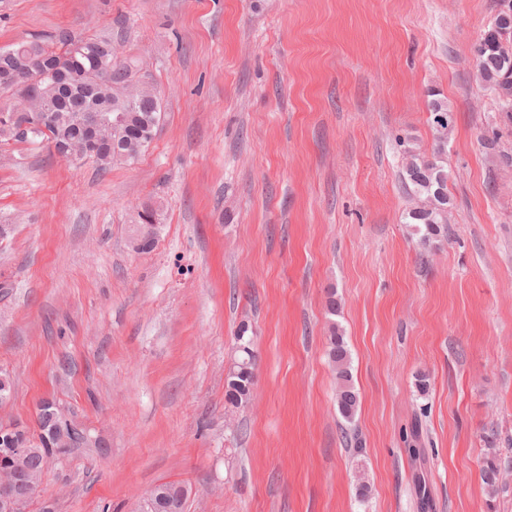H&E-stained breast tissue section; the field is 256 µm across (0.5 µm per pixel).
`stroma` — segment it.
Returning a JSON list of instances; mask_svg holds the SVG:
<instances>
[{"label": "stroma", "mask_w": 512, "mask_h": 512, "mask_svg": "<svg viewBox=\"0 0 512 512\" xmlns=\"http://www.w3.org/2000/svg\"><path fill=\"white\" fill-rule=\"evenodd\" d=\"M494 13V0H0V48L111 37L164 106L149 148L103 175L44 141H0L13 382L0 421L34 426L49 395L97 440L49 467L26 512H140L163 482L186 488L184 512H421L420 475L428 512H512V124L472 56ZM435 98L453 112L452 207L424 255L399 142L433 151ZM147 206L160 226L137 251ZM244 324L257 364L236 408L224 377ZM334 325L361 396L356 447L326 357ZM416 420L420 462L403 440Z\"/></svg>", "instance_id": "1"}]
</instances>
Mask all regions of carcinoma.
<instances>
[{
  "instance_id": "cac0c4a2",
  "label": "carcinoma",
  "mask_w": 512,
  "mask_h": 512,
  "mask_svg": "<svg viewBox=\"0 0 512 512\" xmlns=\"http://www.w3.org/2000/svg\"><path fill=\"white\" fill-rule=\"evenodd\" d=\"M476 77L489 91L504 113V120L512 123V0H497V10L491 25L473 45ZM7 63L17 72L37 79L41 104L29 107L28 115H15V93L0 86V95L12 104L0 107V138L19 142L48 141L65 144L69 151L82 150L83 131L76 121L75 109L79 105L97 112L123 111V125L106 128L105 141L91 158L105 171L115 163H131L154 140L162 120V101H154V87L135 81L137 69L122 59L110 38L82 37L62 32L49 39H32L0 49V64ZM70 73L78 77L71 84L73 94L60 95L59 80ZM429 122L436 134V147L431 155L421 152L411 140L400 142L404 165L402 182L415 206L407 218L419 245L429 250L448 239V166L445 146L452 123L448 103L434 99L428 105ZM121 144V152L113 150L112 142ZM248 327L238 329L235 342V362L226 376L225 397L240 407L252 396L256 355ZM327 356L336 374V407L339 415L352 423L360 407V396L354 386L350 353L342 330L331 327L327 342ZM60 428L49 439L29 434V451L22 456L3 459V467L29 475L34 485H40L44 464L66 455L73 448H95L96 441L90 431L65 420L60 410ZM419 424L406 434L413 460L424 456ZM483 484L493 488L498 483L499 467L495 458H487L481 468ZM152 496L164 500L168 512H183L187 491L184 486L162 483Z\"/></svg>"
}]
</instances>
